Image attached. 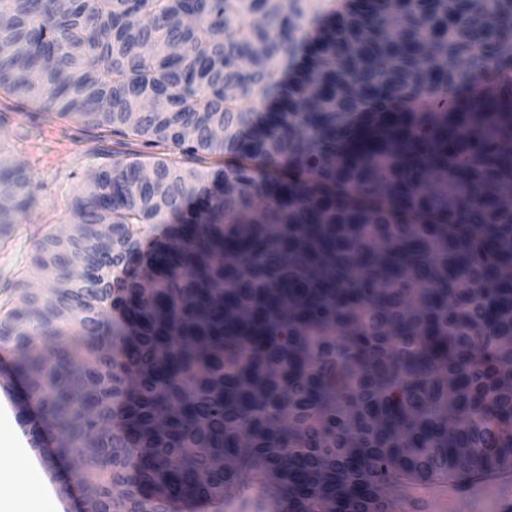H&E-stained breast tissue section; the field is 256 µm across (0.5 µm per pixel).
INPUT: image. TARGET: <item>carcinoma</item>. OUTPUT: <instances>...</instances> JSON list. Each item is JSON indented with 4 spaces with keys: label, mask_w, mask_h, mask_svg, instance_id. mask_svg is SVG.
<instances>
[{
    "label": "carcinoma",
    "mask_w": 512,
    "mask_h": 512,
    "mask_svg": "<svg viewBox=\"0 0 512 512\" xmlns=\"http://www.w3.org/2000/svg\"><path fill=\"white\" fill-rule=\"evenodd\" d=\"M314 10L0 0V95L156 150L79 186L0 300V382L48 467L85 449L59 485L92 489L82 512L208 505L249 468L288 512H359L377 471L512 469V79L465 92L512 64V4L351 0L286 83ZM258 93L277 108L244 138ZM32 182L0 137V250Z\"/></svg>",
    "instance_id": "1"
}]
</instances>
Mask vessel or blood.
<instances>
[{"instance_id": "b4317fda", "label": "vessel or blood", "mask_w": 512, "mask_h": 512, "mask_svg": "<svg viewBox=\"0 0 512 512\" xmlns=\"http://www.w3.org/2000/svg\"><path fill=\"white\" fill-rule=\"evenodd\" d=\"M240 485L239 499L256 512H279L278 501L253 473L242 474ZM368 512H512V469L466 479L437 467L411 478L380 477Z\"/></svg>"}]
</instances>
